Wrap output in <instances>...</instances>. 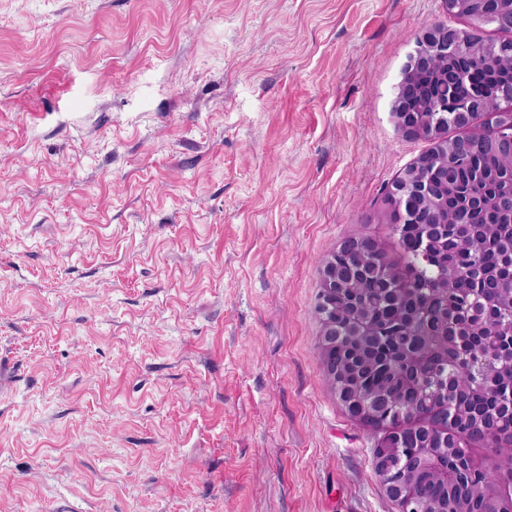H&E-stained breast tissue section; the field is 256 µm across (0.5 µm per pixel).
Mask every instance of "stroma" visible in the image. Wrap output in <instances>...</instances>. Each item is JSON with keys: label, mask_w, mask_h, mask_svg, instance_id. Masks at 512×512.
Masks as SVG:
<instances>
[{"label": "stroma", "mask_w": 512, "mask_h": 512, "mask_svg": "<svg viewBox=\"0 0 512 512\" xmlns=\"http://www.w3.org/2000/svg\"><path fill=\"white\" fill-rule=\"evenodd\" d=\"M446 19L0 0V512H398L323 374L320 261L395 253L428 144L391 105Z\"/></svg>", "instance_id": "stroma-1"}]
</instances>
